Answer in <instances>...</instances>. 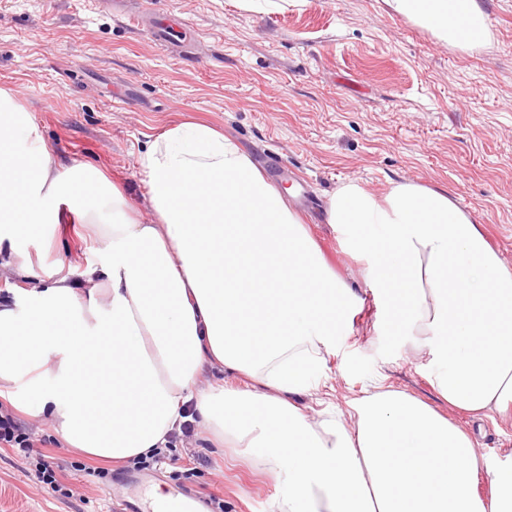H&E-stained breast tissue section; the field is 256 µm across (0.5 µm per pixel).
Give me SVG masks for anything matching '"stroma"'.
I'll return each mask as SVG.
<instances>
[{"instance_id": "35a3bbf8", "label": "stroma", "mask_w": 512, "mask_h": 512, "mask_svg": "<svg viewBox=\"0 0 512 512\" xmlns=\"http://www.w3.org/2000/svg\"><path fill=\"white\" fill-rule=\"evenodd\" d=\"M188 25L162 46L147 4ZM485 45L462 51L390 12L384 0H299L259 11L239 0H0V88L31 112L52 157L104 171L137 210L146 187L137 157L175 122L207 123L235 141L281 188L306 183L292 200L310 236L361 303L338 337L319 389L296 396L311 414L345 407L373 377L472 426L478 448L512 455V420L471 421L434 390L428 357L406 337L378 335L385 298L365 286L344 250L343 229L326 224L331 196L356 183L384 196L400 183L443 190L472 213L512 266V0H482ZM84 225L61 224L36 266L95 260ZM47 454L65 460L62 498L38 489L26 461L0 447V512H118L126 499L188 488L223 512H268L283 491L239 449L178 436L164 463L107 462L59 442L51 423L29 418Z\"/></svg>"}]
</instances>
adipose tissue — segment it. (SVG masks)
Instances as JSON below:
<instances>
[{
	"instance_id": "ef3b65f1",
	"label": "adipose tissue",
	"mask_w": 512,
	"mask_h": 512,
	"mask_svg": "<svg viewBox=\"0 0 512 512\" xmlns=\"http://www.w3.org/2000/svg\"><path fill=\"white\" fill-rule=\"evenodd\" d=\"M386 3L462 49L487 35L480 0ZM137 165L146 222L99 169L53 161L30 112L0 89V267L32 297L23 314L0 301V395L12 408L50 419L87 455L133 460L166 447L193 406L214 442L287 474L269 512H512V461L481 453L425 402L376 382L346 413L311 418L294 403L360 298L234 141L182 122ZM68 218L87 225L100 258L39 278L31 252ZM327 221L385 295L383 330L429 356L437 394L475 419L511 410L512 268L471 214L417 184L380 199L351 183ZM224 370L253 389L198 388Z\"/></svg>"
}]
</instances>
